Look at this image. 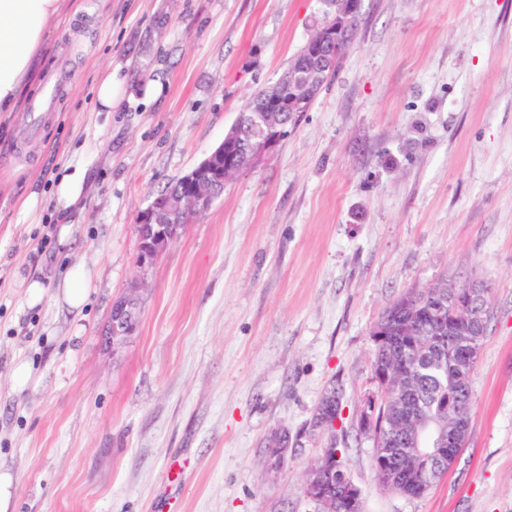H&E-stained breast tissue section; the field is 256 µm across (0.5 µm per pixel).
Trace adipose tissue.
<instances>
[{
  "instance_id": "ef3b65f1",
  "label": "adipose tissue",
  "mask_w": 512,
  "mask_h": 512,
  "mask_svg": "<svg viewBox=\"0 0 512 512\" xmlns=\"http://www.w3.org/2000/svg\"><path fill=\"white\" fill-rule=\"evenodd\" d=\"M75 0H0V115L16 112L32 79L49 34L78 13ZM87 168L76 164L55 183L52 200L63 214L76 210L85 190Z\"/></svg>"
}]
</instances>
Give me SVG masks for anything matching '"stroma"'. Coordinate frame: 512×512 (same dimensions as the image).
Listing matches in <instances>:
<instances>
[{"mask_svg":"<svg viewBox=\"0 0 512 512\" xmlns=\"http://www.w3.org/2000/svg\"><path fill=\"white\" fill-rule=\"evenodd\" d=\"M53 31L38 134L0 117V468L14 512H324L304 494L343 450L363 512H512V0H362L353 47L287 137L224 187L153 266L139 213L224 138L322 17L320 0H84ZM115 67L113 112L91 86ZM88 189L62 226L31 184ZM90 275L81 310L53 292ZM143 278L135 333L105 340ZM39 279L46 293L26 302ZM490 290L470 431L423 496L381 489L356 413L373 329L442 279ZM30 378L16 388L12 372ZM341 427L315 423L329 393ZM288 436L284 460L270 448ZM428 289L426 288V290L412 291L405 294L385 312L380 322H385L389 326L395 327V325L398 324V316L401 312V309H403L405 305H409L414 316L421 318V315L425 314L426 305L414 306L413 303L423 302L424 300L422 298V295L428 293Z\"/></svg>","mask_w":512,"mask_h":512,"instance_id":"obj_1","label":"stroma"}]
</instances>
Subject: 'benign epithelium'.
I'll return each mask as SVG.
<instances>
[{
  "label": "benign epithelium",
  "mask_w": 512,
  "mask_h": 512,
  "mask_svg": "<svg viewBox=\"0 0 512 512\" xmlns=\"http://www.w3.org/2000/svg\"><path fill=\"white\" fill-rule=\"evenodd\" d=\"M323 17L314 33L306 41L307 51L299 57L288 74L277 81L280 93L261 104L240 113L234 129L244 126L252 138L243 141L225 138L193 169L178 178L179 189L159 195L138 216V247L136 266L145 269L155 263L161 253L178 237L182 219H196L206 213L220 196V188L237 173L252 167L262 155L272 151L288 133L286 118L295 116L301 105L313 101L326 77L334 69L341 54L339 36L350 20L360 15L362 0H321ZM137 283L114 303L106 337L115 343L132 335L140 313ZM438 302V322L441 329L430 341L429 349L438 350L440 359H448L455 375L477 364L481 341L485 335L486 290L477 284L462 288L438 287L433 291ZM421 329L415 319L405 321L401 334L393 335L389 327L378 325L373 340L389 349L415 347L422 340ZM377 397H367L359 415V429L371 434ZM389 420L405 424L402 436L410 447L412 468L423 472L436 466L448 469L456 464L459 454L452 449L461 447L468 434V417L462 410L457 384L443 389L433 409L422 410L414 399L403 393L391 408L383 412ZM379 481L395 485L402 474L379 451H374ZM338 458L324 452L306 478V496L320 504L339 498L346 512H362L359 489L350 478L336 480Z\"/></svg>",
  "instance_id": "obj_1"
}]
</instances>
